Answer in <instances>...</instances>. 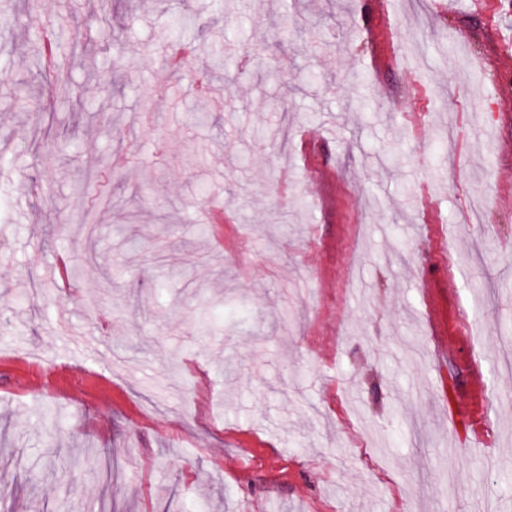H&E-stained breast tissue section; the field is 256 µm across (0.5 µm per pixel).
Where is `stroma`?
<instances>
[{
    "label": "stroma",
    "instance_id": "obj_1",
    "mask_svg": "<svg viewBox=\"0 0 512 512\" xmlns=\"http://www.w3.org/2000/svg\"><path fill=\"white\" fill-rule=\"evenodd\" d=\"M509 337L512 0H0V512H512Z\"/></svg>",
    "mask_w": 512,
    "mask_h": 512
}]
</instances>
